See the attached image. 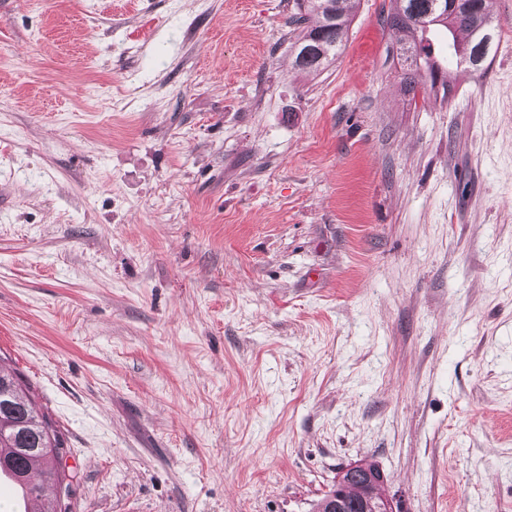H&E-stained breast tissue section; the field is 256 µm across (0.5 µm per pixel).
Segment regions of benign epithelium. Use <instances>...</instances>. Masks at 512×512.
I'll list each match as a JSON object with an SVG mask.
<instances>
[{"label":"benign epithelium","mask_w":512,"mask_h":512,"mask_svg":"<svg viewBox=\"0 0 512 512\" xmlns=\"http://www.w3.org/2000/svg\"><path fill=\"white\" fill-rule=\"evenodd\" d=\"M360 475L359 495L353 498L355 505L363 512H403L401 502L394 498H387L380 494V486L384 482V474L378 468L358 462L348 466L336 475L335 492L331 495L326 512H343L347 496L345 487L349 480L344 478L346 473Z\"/></svg>","instance_id":"1"}]
</instances>
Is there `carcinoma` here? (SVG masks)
Returning <instances> with one entry per match:
<instances>
[{
	"mask_svg": "<svg viewBox=\"0 0 512 512\" xmlns=\"http://www.w3.org/2000/svg\"><path fill=\"white\" fill-rule=\"evenodd\" d=\"M351 0H294L292 23L299 30L291 50L296 52L295 70L312 74L325 68L340 51L350 24ZM449 0H390L387 27L399 35V53L404 58L400 84L415 96L429 91L446 100L457 86L458 74L443 66L456 63L464 72L482 74L491 64L499 25L488 8L489 0H456L454 18L443 14ZM317 23L310 26L311 17ZM64 440L47 416L31 406L19 381L0 372V465L7 462L18 476L34 467L39 482L29 493L39 495L54 484L67 496L70 483L57 468Z\"/></svg>",
	"mask_w": 512,
	"mask_h": 512,
	"instance_id": "obj_1",
	"label": "carcinoma"
}]
</instances>
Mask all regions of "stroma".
<instances>
[{
  "label": "stroma",
  "mask_w": 512,
  "mask_h": 512,
  "mask_svg": "<svg viewBox=\"0 0 512 512\" xmlns=\"http://www.w3.org/2000/svg\"><path fill=\"white\" fill-rule=\"evenodd\" d=\"M390 0L296 73L292 0H0V370L67 512H512V0L401 89ZM372 466L375 465L370 463ZM368 466L366 462H358L348 466L338 472L336 475L335 492L331 495L326 512H342L348 499L345 487L349 483L350 478L343 480L347 471L349 474L357 472L360 475L358 480L361 481L359 495L356 496L357 484L352 483L348 486V495L353 498L355 505L364 512H404L401 502L395 498H387L379 492L381 484L384 482V474L379 468Z\"/></svg>",
  "instance_id": "stroma-1"
}]
</instances>
